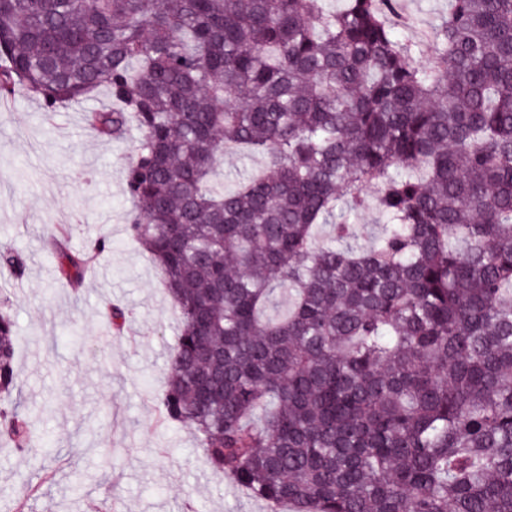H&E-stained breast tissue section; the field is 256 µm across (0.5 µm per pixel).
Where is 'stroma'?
Instances as JSON below:
<instances>
[{
    "label": "stroma",
    "mask_w": 512,
    "mask_h": 512,
    "mask_svg": "<svg viewBox=\"0 0 512 512\" xmlns=\"http://www.w3.org/2000/svg\"><path fill=\"white\" fill-rule=\"evenodd\" d=\"M410 17L402 40L429 55V33L448 0H400ZM87 100L57 111L18 94L0 101V247L25 262L0 269L16 317L15 366L41 445L0 447V512H271L208 464L192 429L157 406L178 314L159 267L130 236L125 165L140 132L96 137ZM63 227L72 249L105 236L112 247L88 268L80 290L59 280L46 247ZM128 311L114 334L108 304Z\"/></svg>",
    "instance_id": "35a3bbf8"
}]
</instances>
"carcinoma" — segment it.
Instances as JSON below:
<instances>
[{
    "label": "carcinoma",
    "instance_id": "1",
    "mask_svg": "<svg viewBox=\"0 0 512 512\" xmlns=\"http://www.w3.org/2000/svg\"><path fill=\"white\" fill-rule=\"evenodd\" d=\"M396 5L0 0V99L104 91L106 139L135 119L128 231L179 314L158 405L213 469L295 512H512V0H448L429 60ZM236 147L265 172L226 189ZM66 240L76 287L112 243ZM15 327L3 297L0 442L22 453Z\"/></svg>",
    "mask_w": 512,
    "mask_h": 512
}]
</instances>
